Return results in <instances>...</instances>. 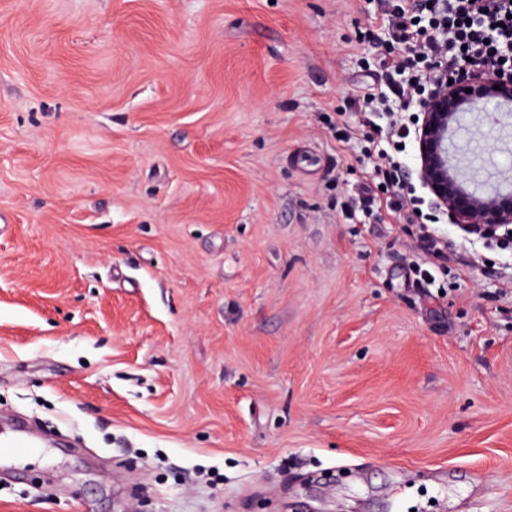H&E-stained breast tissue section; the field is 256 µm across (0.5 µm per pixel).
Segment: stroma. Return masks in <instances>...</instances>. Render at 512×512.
Masks as SVG:
<instances>
[{"label":"stroma","mask_w":512,"mask_h":512,"mask_svg":"<svg viewBox=\"0 0 512 512\" xmlns=\"http://www.w3.org/2000/svg\"><path fill=\"white\" fill-rule=\"evenodd\" d=\"M403 0H0V512H512V244L361 210ZM35 447L29 431L18 426L10 434H0V456H22Z\"/></svg>","instance_id":"1"}]
</instances>
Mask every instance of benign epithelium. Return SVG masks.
I'll list each match as a JSON object with an SVG mask.
<instances>
[{
	"mask_svg": "<svg viewBox=\"0 0 512 512\" xmlns=\"http://www.w3.org/2000/svg\"><path fill=\"white\" fill-rule=\"evenodd\" d=\"M460 73L467 77L469 96H458L457 85L444 78L418 101L415 173L432 208L454 226L480 238L512 240V204L500 199L505 178L485 158L484 136L459 135L464 115L512 104V71L477 68L464 61Z\"/></svg>",
	"mask_w": 512,
	"mask_h": 512,
	"instance_id": "benign-epithelium-1",
	"label": "benign epithelium"
}]
</instances>
